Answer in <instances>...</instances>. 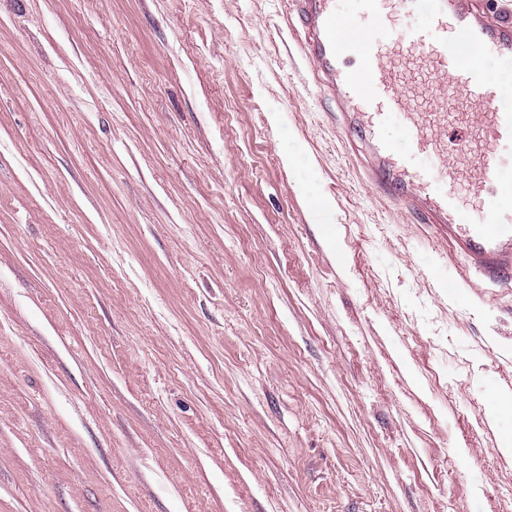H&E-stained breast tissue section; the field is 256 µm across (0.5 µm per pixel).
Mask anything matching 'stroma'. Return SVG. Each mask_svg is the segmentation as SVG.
Instances as JSON below:
<instances>
[{
	"mask_svg": "<svg viewBox=\"0 0 512 512\" xmlns=\"http://www.w3.org/2000/svg\"><path fill=\"white\" fill-rule=\"evenodd\" d=\"M304 41L0 0V512H512V284L373 192Z\"/></svg>",
	"mask_w": 512,
	"mask_h": 512,
	"instance_id": "1",
	"label": "stroma"
}]
</instances>
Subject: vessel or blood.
<instances>
[{
	"label": "vessel or blood",
	"instance_id": "vessel-or-blood-1",
	"mask_svg": "<svg viewBox=\"0 0 512 512\" xmlns=\"http://www.w3.org/2000/svg\"><path fill=\"white\" fill-rule=\"evenodd\" d=\"M386 0H297L303 54L349 118L347 133L369 142L368 179L377 194L416 212L482 279L512 282V108L487 81L490 58L512 56V19L491 25L467 0H393L420 23L410 51L395 49ZM400 124L406 147L387 137ZM483 200L463 219L460 188Z\"/></svg>",
	"mask_w": 512,
	"mask_h": 512
}]
</instances>
